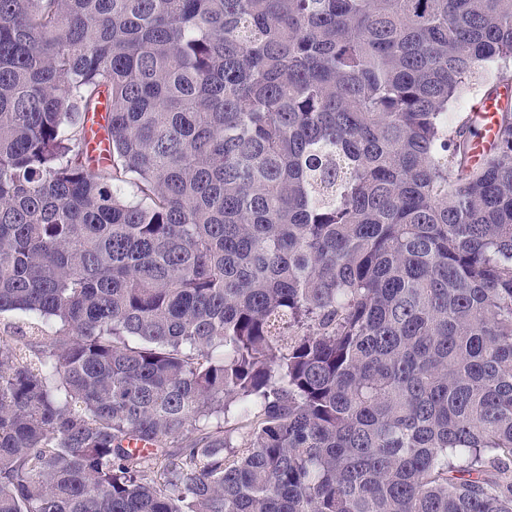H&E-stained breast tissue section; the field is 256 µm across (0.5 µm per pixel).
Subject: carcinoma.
Here are the masks:
<instances>
[{
  "label": "carcinoma",
  "instance_id": "1",
  "mask_svg": "<svg viewBox=\"0 0 512 512\" xmlns=\"http://www.w3.org/2000/svg\"><path fill=\"white\" fill-rule=\"evenodd\" d=\"M488 66L512 0H0V512H512ZM492 71H485L480 77L477 84H475L470 93L461 102V107H466L467 110H472L473 105L475 106L483 95L486 89V84L491 79ZM497 102L492 99H483L476 106L473 114L477 117L482 135L478 139L475 148V156L477 160H481L489 148V143L493 138L495 115L497 112Z\"/></svg>",
  "mask_w": 512,
  "mask_h": 512
}]
</instances>
